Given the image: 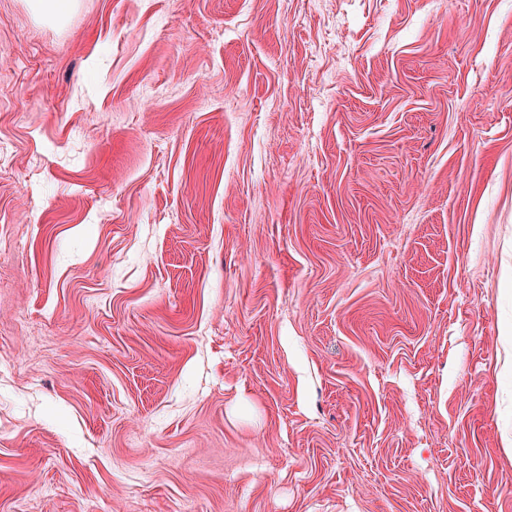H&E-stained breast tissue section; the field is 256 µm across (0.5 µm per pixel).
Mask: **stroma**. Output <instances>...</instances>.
Here are the masks:
<instances>
[{"label": "stroma", "instance_id": "35a3bbf8", "mask_svg": "<svg viewBox=\"0 0 512 512\" xmlns=\"http://www.w3.org/2000/svg\"><path fill=\"white\" fill-rule=\"evenodd\" d=\"M0 512H512V0H0ZM35 10L50 19L61 20L73 8L74 0H32Z\"/></svg>", "mask_w": 512, "mask_h": 512}]
</instances>
